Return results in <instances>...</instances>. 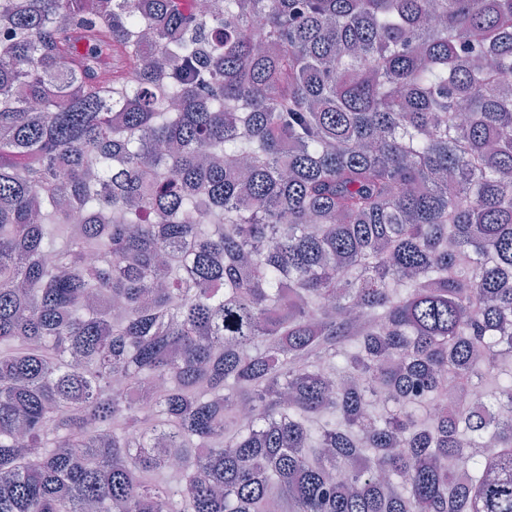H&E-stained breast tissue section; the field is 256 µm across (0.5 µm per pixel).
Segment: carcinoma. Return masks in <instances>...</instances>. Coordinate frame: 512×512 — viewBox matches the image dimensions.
Masks as SVG:
<instances>
[{
	"mask_svg": "<svg viewBox=\"0 0 512 512\" xmlns=\"http://www.w3.org/2000/svg\"><path fill=\"white\" fill-rule=\"evenodd\" d=\"M0 33V512H512V0Z\"/></svg>",
	"mask_w": 512,
	"mask_h": 512,
	"instance_id": "obj_1",
	"label": "carcinoma"
}]
</instances>
